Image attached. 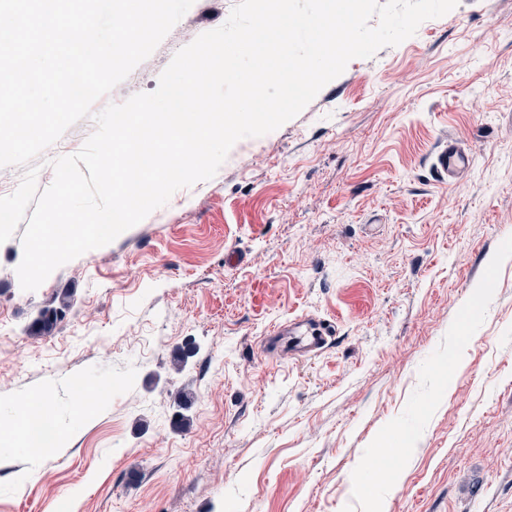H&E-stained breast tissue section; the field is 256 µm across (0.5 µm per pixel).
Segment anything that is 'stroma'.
Segmentation results:
<instances>
[{
  "label": "stroma",
  "mask_w": 512,
  "mask_h": 512,
  "mask_svg": "<svg viewBox=\"0 0 512 512\" xmlns=\"http://www.w3.org/2000/svg\"><path fill=\"white\" fill-rule=\"evenodd\" d=\"M175 53L163 39L113 102L154 91ZM452 136L473 163L450 186L432 164ZM22 254L20 235L0 244V424L40 393L55 438L0 445V512H512V0H459L351 60L36 291ZM306 312L336 322L329 348L268 353L269 326ZM83 384L104 394L79 419ZM55 302H57L56 306L41 309L32 323L34 329L42 335L53 331L58 321L71 308L73 298L70 294H63L57 296Z\"/></svg>",
  "instance_id": "1"
}]
</instances>
